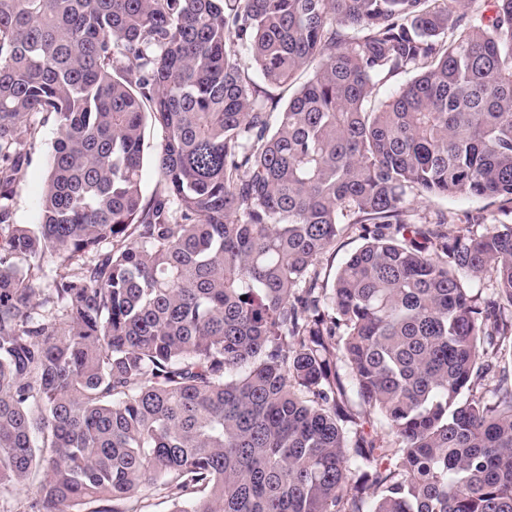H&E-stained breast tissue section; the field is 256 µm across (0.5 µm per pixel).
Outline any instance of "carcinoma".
<instances>
[{
  "instance_id": "obj_1",
  "label": "carcinoma",
  "mask_w": 512,
  "mask_h": 512,
  "mask_svg": "<svg viewBox=\"0 0 512 512\" xmlns=\"http://www.w3.org/2000/svg\"><path fill=\"white\" fill-rule=\"evenodd\" d=\"M475 2L0 0V498L512 512V374L484 384L512 224L413 219L430 197L512 204V0ZM267 85L295 88L276 114ZM33 114L58 138L40 222L14 224ZM162 140L161 131L148 123L143 144V170L141 193L143 198H149L159 186V176L154 166V156ZM362 243L363 240L359 238V231L355 227L345 230L336 239V245L320 259L318 269L321 272V280H325V283L328 280L330 284L345 259ZM164 492L153 486L140 487L133 499L144 512H170L171 503Z\"/></svg>"
}]
</instances>
